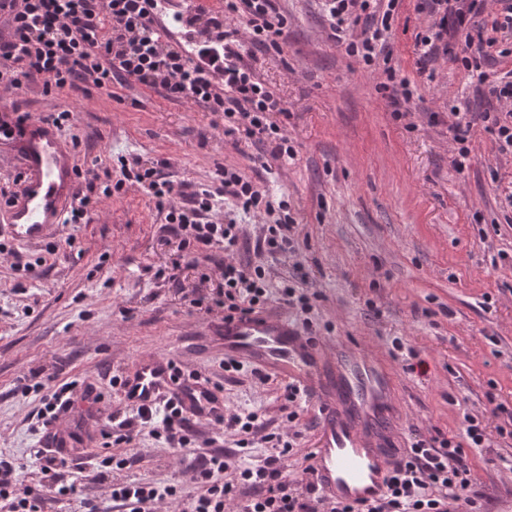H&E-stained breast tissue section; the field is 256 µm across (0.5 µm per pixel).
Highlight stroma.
<instances>
[{
	"label": "stroma",
	"instance_id": "stroma-1",
	"mask_svg": "<svg viewBox=\"0 0 512 512\" xmlns=\"http://www.w3.org/2000/svg\"><path fill=\"white\" fill-rule=\"evenodd\" d=\"M416 0H404L389 43L417 99L410 121L394 119L375 90L376 77L327 38L318 0H280L288 18L284 53L254 48L261 78L282 98L277 116L296 156L275 159L266 144L224 135L222 115L201 106L171 103L134 87L115 100L99 91L45 93L43 78L0 101L42 117L65 109L72 118L65 139H78L75 165L85 173L119 179V157L165 162L177 183L215 184L228 165L252 178L272 199H286L299 226L296 250L257 253L261 218L239 217L245 242L242 264L264 266L271 289L282 281L318 293L310 317L324 343L367 346L391 373L397 393L392 418L398 448L412 431L439 428L464 433V415L491 427L489 445L466 454L472 483L466 497L483 512L512 505V209L499 187H512V157L500 156L490 135L476 131L470 161L456 171L447 124H429L471 100L467 73L441 63L435 79L417 75L414 39L425 29ZM154 200L139 185L101 199L81 224L61 225L58 238H74L27 278L0 258V454L26 464L28 484L41 473L30 451L41 405L22 394L28 371L94 386L102 399L92 410L60 415L76 433L64 454L65 482L77 494L49 498L45 512H80V502L109 503V483L96 477L103 454L101 426L124 410L113 375H124L146 355L175 358L185 371L220 387L224 409L257 412L269 431L298 432L288 475L301 478L318 440L320 416L304 404L296 420L282 411L283 379L260 382L250 371L227 372L222 310L192 306L201 274L218 278L213 264L182 267L175 279L155 273L178 254V239L163 228ZM413 351L423 371H409L393 339ZM508 437L495 434V426ZM138 458L122 478L160 486H189L180 456L164 440L139 435Z\"/></svg>",
	"mask_w": 512,
	"mask_h": 512
}]
</instances>
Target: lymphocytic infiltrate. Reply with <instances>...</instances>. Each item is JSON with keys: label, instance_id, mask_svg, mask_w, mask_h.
I'll use <instances>...</instances> for the list:
<instances>
[{"label": "lymphocytic infiltrate", "instance_id": "lymphocytic-infiltrate-1", "mask_svg": "<svg viewBox=\"0 0 512 512\" xmlns=\"http://www.w3.org/2000/svg\"><path fill=\"white\" fill-rule=\"evenodd\" d=\"M170 0H0V89L18 91L31 79L44 78L46 87L74 92L105 91L112 84L137 86L164 99L203 106L224 116V133L268 142L272 158H294L282 129L271 119L282 112L277 93L249 62L254 45L283 53L281 38L287 25L279 0H224L223 12H168ZM399 0H321L330 40L345 44L349 55L377 70L376 89L394 117L412 113L414 92L407 77L392 64L387 40L397 16ZM417 12L428 19L417 34L416 68L434 76L438 60L459 64L467 71L477 96H489L492 110L481 112L484 131L499 153L512 154V71L498 73V59L512 55L501 47L499 34L512 35V0H417ZM242 19L243 28L226 25L227 16ZM121 179L100 187L88 181L78 192L68 220L85 219L96 193L121 192L126 182L139 184L152 195L170 232L179 238L180 256L158 270L161 278H175L182 265L206 258L221 272L212 302L225 319L264 308L269 301L265 271L230 261L242 227L223 217L224 203L246 214L270 216L256 241V249L271 255L294 250L298 226L287 213V201L275 202L239 171L221 167L217 185L199 184L191 191L167 180L157 166L139 157L120 161ZM22 392L41 393L42 447L32 449L47 480L46 487L26 485L14 458L0 455V500L9 512H44L46 488L73 495L76 484L60 485L69 460L55 428L59 415L70 411L74 383L47 388L21 376ZM149 436L165 440L181 453L194 488L115 479L132 458L126 448L134 441V420L115 412L101 435L112 455L97 464L99 480H111V506L83 501V512H157L161 502L178 500L181 512H225L227 502L245 498L244 512H456V504L471 484L466 447H483L487 433L473 416L464 418V440L435 432L413 434L409 448L393 462L386 494L369 504L329 501L311 480L288 479L285 460L292 442L266 432L256 412L216 416L217 425L235 438V452L204 456L193 447L196 431L189 416L164 403L162 410L140 414ZM269 444L259 460L244 455L254 440Z\"/></svg>", "mask_w": 512, "mask_h": 512}]
</instances>
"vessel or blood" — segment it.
Listing matches in <instances>:
<instances>
[{
	"label": "vessel or blood",
	"instance_id": "1",
	"mask_svg": "<svg viewBox=\"0 0 512 512\" xmlns=\"http://www.w3.org/2000/svg\"><path fill=\"white\" fill-rule=\"evenodd\" d=\"M12 147L22 173L9 206H0V230L14 241L47 239L62 222L77 185L72 154L60 131L32 121ZM224 355L265 374L284 377L310 398L322 416L312 477L330 499L369 502L388 483L394 403L389 381L365 347L333 348L302 335L286 314L266 309L224 323ZM122 390L129 405L152 407L175 398L188 414L222 411V397L205 398L201 385L177 376L168 360L145 357Z\"/></svg>",
	"mask_w": 512,
	"mask_h": 512
}]
</instances>
